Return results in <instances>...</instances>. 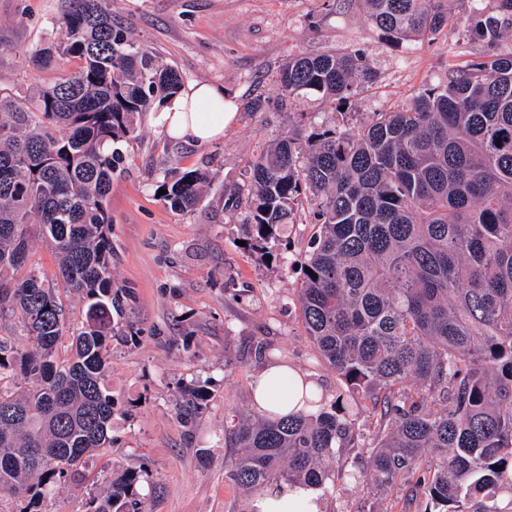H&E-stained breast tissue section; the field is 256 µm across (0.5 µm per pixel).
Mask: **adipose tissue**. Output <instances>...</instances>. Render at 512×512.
Instances as JSON below:
<instances>
[{
    "mask_svg": "<svg viewBox=\"0 0 512 512\" xmlns=\"http://www.w3.org/2000/svg\"><path fill=\"white\" fill-rule=\"evenodd\" d=\"M223 89L208 83L190 86L167 99L155 122L172 139L198 144L219 140L234 115ZM292 370L278 364L264 367L255 379L253 405L260 412L288 414L289 405L279 399V384L292 377ZM255 512H320L315 491L304 485H282L260 493L253 503Z\"/></svg>",
    "mask_w": 512,
    "mask_h": 512,
    "instance_id": "1",
    "label": "adipose tissue"
}]
</instances>
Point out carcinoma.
<instances>
[{"mask_svg": "<svg viewBox=\"0 0 512 512\" xmlns=\"http://www.w3.org/2000/svg\"><path fill=\"white\" fill-rule=\"evenodd\" d=\"M394 42L438 34L448 0H359ZM475 9L472 39L487 48L448 81L360 126H297L252 162L248 235L269 255L279 229L313 207L316 231L300 260L303 321L348 390L371 402L374 448L361 477L384 491L414 482L425 512H512V0ZM41 68L79 70L24 97L0 91V322L19 324L29 350L0 338V493L42 512L53 489L86 478L112 447V243L106 201L117 144L183 87L112 19L111 0H66L51 36L29 53ZM377 74L360 51L298 55L282 65L283 105L315 96L344 106ZM209 174L163 178L159 200L199 205ZM59 260L63 289L86 301L70 323L55 289L29 263L35 239ZM30 381L18 391L17 374ZM300 409L248 417L225 441L232 480L247 495L304 484L333 493L326 461L358 447L351 416L321 405L304 378ZM210 398L186 389L187 425ZM140 474L112 477L88 512H145Z\"/></svg>", "mask_w": 512, "mask_h": 512, "instance_id": "1", "label": "carcinoma"}]
</instances>
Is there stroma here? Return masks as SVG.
<instances>
[{
  "label": "stroma",
  "instance_id": "1",
  "mask_svg": "<svg viewBox=\"0 0 512 512\" xmlns=\"http://www.w3.org/2000/svg\"><path fill=\"white\" fill-rule=\"evenodd\" d=\"M62 0H0V88L19 96L53 83L57 69L24 56L43 41ZM112 16L184 86L223 87L236 117L221 140L197 145L170 139L152 115L123 142L107 210L112 218V286L127 295L113 314L107 384L115 402L111 448L86 465L80 484L56 487L43 512H86L113 474L139 471L148 512H252V499L230 477L236 449L224 436L252 414L254 381L264 362L256 345L317 380L327 403L356 416L369 455L373 428L367 399L351 393L324 363L303 324L298 265L314 231L309 212L281 230L274 257L245 246L250 163L289 125L339 128L373 113L400 109L412 94L464 68L481 45L469 39L470 6L432 39L387 40L364 19L357 0H112ZM363 49L378 80L337 112L308 97L278 107V70L288 56ZM264 97L267 109L244 106ZM200 168L211 185L202 204L179 212L159 201L165 172ZM211 393L194 425L182 426L176 404L184 388ZM335 488L321 512H423L396 485L383 496L357 480L354 462L332 464Z\"/></svg>",
  "mask_w": 512,
  "mask_h": 512
}]
</instances>
